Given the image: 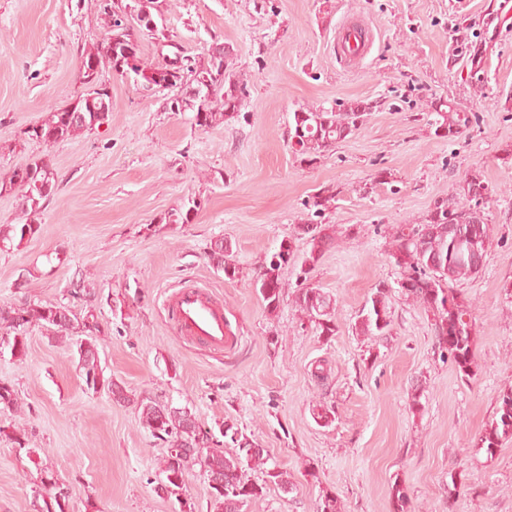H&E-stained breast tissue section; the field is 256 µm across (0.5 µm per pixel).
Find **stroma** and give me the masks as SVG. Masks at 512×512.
Masks as SVG:
<instances>
[{
  "label": "stroma",
  "mask_w": 512,
  "mask_h": 512,
  "mask_svg": "<svg viewBox=\"0 0 512 512\" xmlns=\"http://www.w3.org/2000/svg\"><path fill=\"white\" fill-rule=\"evenodd\" d=\"M505 0H156L167 34L194 55L233 51L247 88L238 120L200 130L166 95L146 94L103 69L112 110L99 128L46 146H18L21 132L84 93L80 53L105 32L98 0H0V172L42 157L57 173L34 220L38 234L0 250V306L28 297L86 313L70 295L85 280L108 330L105 377L138 396L189 407L203 429L238 428L295 490H268L243 512H314L323 490L344 512H392L393 482L416 512H512V440L486 457L475 444L512 385V10ZM362 29V55L343 54L344 28ZM486 38L474 71L461 39ZM451 100L474 113L454 138L435 135L426 105ZM371 104L361 128L317 162L288 146L296 109ZM480 170L492 200L494 244L476 277L457 286L473 323V376L436 345L434 317L398 288L389 232L416 224ZM388 181L377 184L378 172ZM335 193L320 221L338 236L312 272L336 299L335 335L302 323L298 268L281 271L283 300L268 313L256 288L281 244L299 250L304 206ZM189 223L162 218L187 198ZM231 241L235 278L209 257ZM391 289L392 331L356 335L359 309L378 285ZM198 286L224 307L234 336L221 350L173 324L167 304ZM24 359L0 351V385L21 412L0 408V427L25 429L30 461L0 436V512H43L41 469L67 489V512H174L158 493L167 454L134 406L86 389L78 359L51 331L31 327ZM419 394L421 409L410 408ZM325 404L323 424L313 408ZM462 487L447 504L449 471Z\"/></svg>",
  "instance_id": "stroma-1"
}]
</instances>
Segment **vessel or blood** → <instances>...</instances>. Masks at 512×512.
<instances>
[{
	"label": "vessel or blood",
	"instance_id": "1",
	"mask_svg": "<svg viewBox=\"0 0 512 512\" xmlns=\"http://www.w3.org/2000/svg\"><path fill=\"white\" fill-rule=\"evenodd\" d=\"M170 313L178 329L198 343L222 348L231 341L227 318L204 291H182L173 300Z\"/></svg>",
	"mask_w": 512,
	"mask_h": 512
}]
</instances>
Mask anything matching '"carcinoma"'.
Wrapping results in <instances>:
<instances>
[{"label": "carcinoma", "mask_w": 512, "mask_h": 512, "mask_svg": "<svg viewBox=\"0 0 512 512\" xmlns=\"http://www.w3.org/2000/svg\"><path fill=\"white\" fill-rule=\"evenodd\" d=\"M128 0H99V12L106 19L107 29L102 40L94 47L81 53V78L88 77L87 71L99 74L108 66L112 72L130 79L139 89L168 91L171 93L166 105L176 100L177 111L193 113L196 127L206 130L236 120L245 96L246 85L233 72V59L226 56L213 60L209 53L195 56L180 54L181 65L169 61L152 65L144 61L139 42L140 33L146 31L158 40L160 48L167 47L160 39L163 30L149 25L157 21L149 10L152 0H137L135 14L125 11ZM97 93V111H87L86 95H80L76 109L85 113V120L75 121L68 112H50L37 126L23 131L22 140L35 141L47 146L64 141L80 132L91 131L102 125L111 112V93L101 81ZM434 119L428 125L434 134L450 138L462 134L472 123L473 113L449 101H433L430 104ZM370 107L354 102L338 110L301 107L293 112L289 129V146L301 160L313 163L333 150L336 144L360 128ZM23 170L30 172L29 182L24 184L18 169L0 177V193L19 189L21 212L35 216L56 185L57 174L43 158H36L26 164ZM335 194L322 190L305 202V207L320 214L334 200ZM491 193L480 172L470 170L458 181L455 194L439 201L411 227L399 226L393 234L391 257L401 269L399 286L404 294L424 309L433 313L438 345L443 356L465 377L473 375L475 367L474 336L472 323L467 319V306L453 285L475 277L483 263L475 258L488 255L493 242V228L488 223L486 208ZM201 207V202L191 197L184 207L168 212L162 217L167 224H187L190 214ZM450 224H468L477 228L474 239L463 238L448 232ZM434 228L430 234L426 227ZM39 225L1 224L0 248L13 242H23L34 237ZM298 236L306 239L307 250L302 254L294 252L292 246L275 253L256 281V288L263 298L265 309L273 313L281 303L282 282L280 270L292 262L300 268L301 274L309 275L322 258L326 247L333 240L330 225L314 224L298 226ZM211 255L219 259L224 267V276L232 279L237 268L231 262L232 244L218 239L211 244ZM390 289L377 287L359 311L354 324L355 333L372 341H379L391 334L392 320L388 310ZM295 304L302 318L314 325L322 336L336 335V299L322 289L300 288ZM32 326H46L55 330L57 338L75 349L78 364L85 384L94 388L97 381L107 389H120L121 402L132 403L139 413L140 425L156 439L170 448V454L160 468L165 477H185L189 465H199L204 474L224 477V489L210 488L214 512H224V503L234 504L230 512H241L249 502L264 497L266 490L274 486L283 494L293 492L295 485L288 472L274 466L266 467L270 456L264 448L250 457L242 458L241 444L247 437L224 424L220 433L230 438L234 451L226 452L212 447L213 434L199 424H190L181 414H161L159 402L150 398H133L125 386L103 375V368L97 358L82 351V342L87 340L98 345L105 329L93 310L78 317L69 307L57 304H42L28 298L17 306L0 307V346L10 347L11 355L22 359L27 356V334ZM512 439V386L502 389L497 397L495 418L480 436L476 448L488 457H493L502 441ZM261 470L262 482L249 479L247 471ZM41 488L53 500L59 512H65L68 493L50 472L43 468ZM168 496L175 498L179 512H195L194 504L181 498L184 484L168 482ZM393 512H415L405 486L395 482L391 487ZM316 512H342L341 503L335 493L324 491L320 496Z\"/></svg>", "instance_id": "1"}]
</instances>
